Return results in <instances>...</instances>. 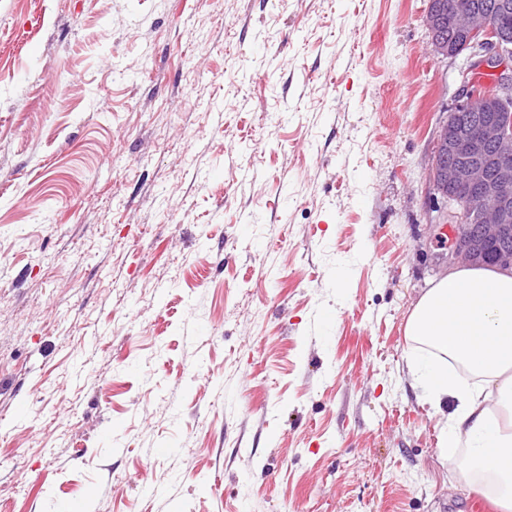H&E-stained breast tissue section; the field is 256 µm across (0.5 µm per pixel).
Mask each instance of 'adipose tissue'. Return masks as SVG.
<instances>
[{
  "label": "adipose tissue",
  "mask_w": 512,
  "mask_h": 512,
  "mask_svg": "<svg viewBox=\"0 0 512 512\" xmlns=\"http://www.w3.org/2000/svg\"><path fill=\"white\" fill-rule=\"evenodd\" d=\"M419 351L409 363L436 408L451 406L448 427L470 451V470L493 480L492 499L512 512V403L493 389L512 390V275L487 268L455 269L421 297L407 324ZM469 370L460 382L450 363Z\"/></svg>",
  "instance_id": "obj_1"
}]
</instances>
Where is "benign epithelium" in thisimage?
<instances>
[{"label":"benign epithelium","mask_w":512,"mask_h":512,"mask_svg":"<svg viewBox=\"0 0 512 512\" xmlns=\"http://www.w3.org/2000/svg\"><path fill=\"white\" fill-rule=\"evenodd\" d=\"M447 17L446 0H429L424 23L433 52L451 60L465 56L429 169L433 199L444 204L441 217L451 228L440 259L450 266L481 265L484 244L494 242L501 245L498 267L511 270L512 34L485 9L474 7L457 20L466 32L461 50L443 34ZM480 70L493 72L491 83L477 79ZM475 100L482 114L468 123L463 113Z\"/></svg>","instance_id":"benign-epithelium-1"}]
</instances>
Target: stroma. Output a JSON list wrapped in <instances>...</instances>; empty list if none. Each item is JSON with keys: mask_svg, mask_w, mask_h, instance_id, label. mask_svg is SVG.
<instances>
[{"mask_svg": "<svg viewBox=\"0 0 512 512\" xmlns=\"http://www.w3.org/2000/svg\"><path fill=\"white\" fill-rule=\"evenodd\" d=\"M428 3L0 0V512H471Z\"/></svg>", "mask_w": 512, "mask_h": 512, "instance_id": "stroma-1", "label": "stroma"}]
</instances>
